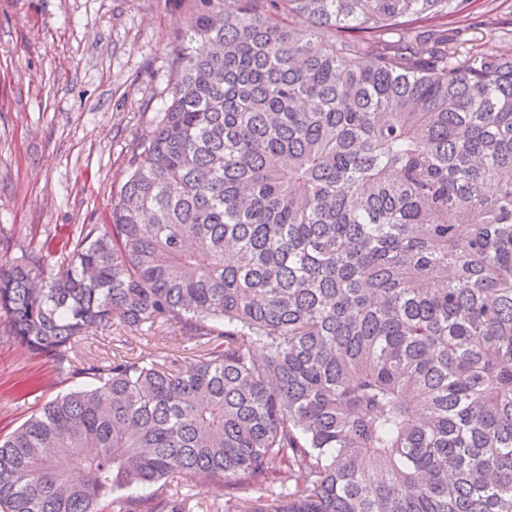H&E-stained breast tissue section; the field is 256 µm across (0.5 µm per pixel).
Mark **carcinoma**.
Segmentation results:
<instances>
[{
	"instance_id": "1",
	"label": "carcinoma",
	"mask_w": 512,
	"mask_h": 512,
	"mask_svg": "<svg viewBox=\"0 0 512 512\" xmlns=\"http://www.w3.org/2000/svg\"><path fill=\"white\" fill-rule=\"evenodd\" d=\"M111 221L0 258V335L80 379L0 512H512V49L472 0H184ZM118 320L201 351L81 362ZM475 12L486 14L485 18L499 21L503 24L472 29L465 36L470 43L486 53L504 52L512 47V35H505L506 29L512 30L507 22L512 19V0H478L475 2ZM504 27L505 29L499 28ZM168 494L181 503L184 512H225L228 491L222 487L203 488L195 482L174 478Z\"/></svg>"
}]
</instances>
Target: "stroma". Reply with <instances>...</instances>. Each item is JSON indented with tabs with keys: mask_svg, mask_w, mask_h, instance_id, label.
<instances>
[{
	"mask_svg": "<svg viewBox=\"0 0 512 512\" xmlns=\"http://www.w3.org/2000/svg\"><path fill=\"white\" fill-rule=\"evenodd\" d=\"M178 10L175 0H0V255L48 241L57 262L82 225L108 222L128 156L171 98L163 43ZM475 10L493 24L468 32L474 47L511 49L501 25L512 0H477ZM177 336L98 329L78 357H192ZM66 388L51 362L0 339V435ZM167 490L183 512H225L229 496H258L177 478Z\"/></svg>",
	"mask_w": 512,
	"mask_h": 512,
	"instance_id": "obj_1",
	"label": "stroma"
}]
</instances>
